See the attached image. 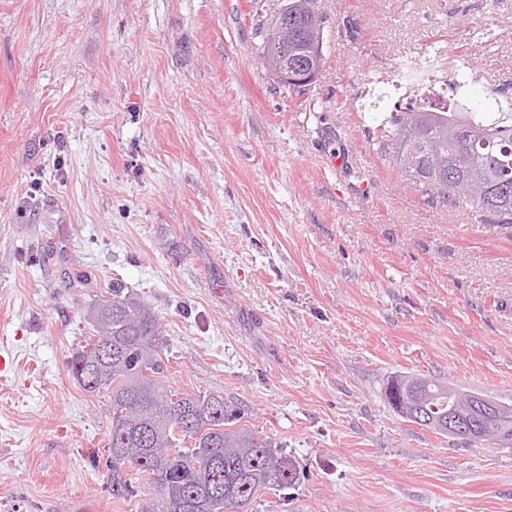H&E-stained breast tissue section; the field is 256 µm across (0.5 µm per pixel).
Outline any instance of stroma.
Wrapping results in <instances>:
<instances>
[{
	"label": "stroma",
	"mask_w": 512,
	"mask_h": 512,
	"mask_svg": "<svg viewBox=\"0 0 512 512\" xmlns=\"http://www.w3.org/2000/svg\"><path fill=\"white\" fill-rule=\"evenodd\" d=\"M320 6L297 95L260 59L269 0H0V512H139L104 482L108 394L67 369L116 283L170 389L298 461L255 512H512V447L385 398L405 373L512 404V234L372 145L410 57L466 55L470 103L512 102V0Z\"/></svg>",
	"instance_id": "35a3bbf8"
}]
</instances>
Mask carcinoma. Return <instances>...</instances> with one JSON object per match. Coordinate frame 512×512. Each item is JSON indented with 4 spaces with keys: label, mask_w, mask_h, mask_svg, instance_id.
Returning a JSON list of instances; mask_svg holds the SVG:
<instances>
[{
    "label": "carcinoma",
    "mask_w": 512,
    "mask_h": 512,
    "mask_svg": "<svg viewBox=\"0 0 512 512\" xmlns=\"http://www.w3.org/2000/svg\"><path fill=\"white\" fill-rule=\"evenodd\" d=\"M302 0H288V52L308 61L309 39L323 44L324 24L306 35ZM276 24L257 20L255 35L271 52ZM306 39H301V36ZM405 110L376 111L382 149L407 180L431 196L472 181L464 200L483 224L512 229V111L462 112L414 90ZM94 334L69 362L89 393L110 394L112 430L105 461L112 498L143 493L141 512H249L264 489L295 485L300 467L268 437L237 425L239 409L219 395L172 391L164 381L166 339L140 299L112 289L90 310ZM388 404L402 418L423 410L448 417V385L409 375L392 377Z\"/></svg>",
    "instance_id": "obj_1"
}]
</instances>
